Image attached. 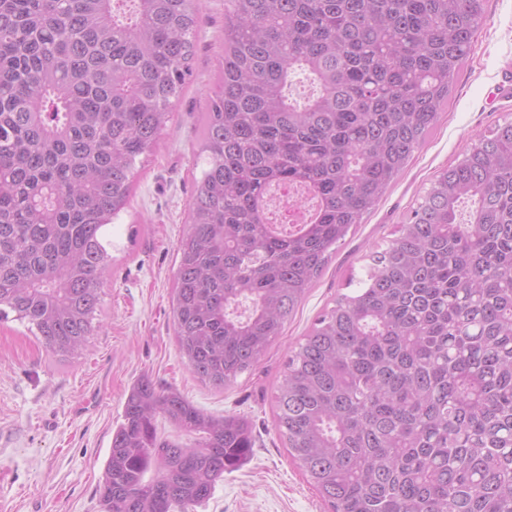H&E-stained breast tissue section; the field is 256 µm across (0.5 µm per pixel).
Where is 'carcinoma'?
Here are the masks:
<instances>
[{
    "label": "carcinoma",
    "mask_w": 512,
    "mask_h": 512,
    "mask_svg": "<svg viewBox=\"0 0 512 512\" xmlns=\"http://www.w3.org/2000/svg\"><path fill=\"white\" fill-rule=\"evenodd\" d=\"M485 0H230L206 168L172 299L201 383L281 335L333 247L422 145ZM199 0H0V318L67 361L97 333L104 228L190 74ZM315 93L290 96L291 77ZM299 186L309 221H268ZM463 199L474 204L456 221ZM276 427L329 512H512V120L440 173L399 235L291 349ZM179 442L158 434L157 416ZM246 419L150 378L129 392L104 512H195L251 456Z\"/></svg>",
    "instance_id": "obj_1"
}]
</instances>
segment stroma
Instances as JSON below:
<instances>
[{
  "label": "stroma",
  "instance_id": "35a3bbf8",
  "mask_svg": "<svg viewBox=\"0 0 512 512\" xmlns=\"http://www.w3.org/2000/svg\"><path fill=\"white\" fill-rule=\"evenodd\" d=\"M229 0H202L192 75L157 149L136 163L128 208L105 229L112 267L84 355L60 363L15 320L0 322V512H103L97 486L125 400L140 379L178 390L205 413L237 415L250 459L197 512H327L275 427L274 393L289 351L337 295L354 293L371 255L407 223L426 190L492 129L512 120V0H486L472 49L425 143L336 246L322 275L257 365L229 387L202 385L172 326L177 246L190 229L201 170L199 117L216 90Z\"/></svg>",
  "mask_w": 512,
  "mask_h": 512
}]
</instances>
